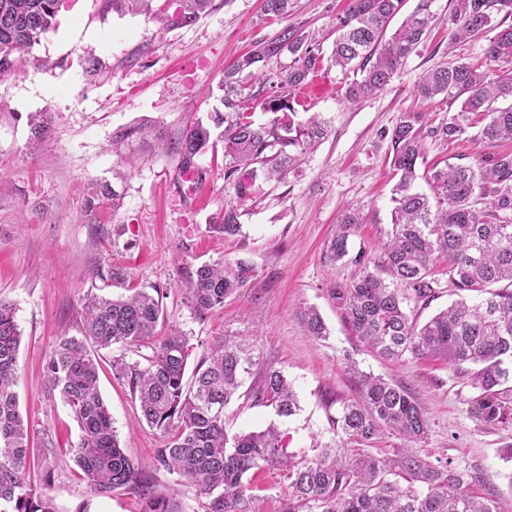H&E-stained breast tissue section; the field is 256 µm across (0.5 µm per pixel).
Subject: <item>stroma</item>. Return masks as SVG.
I'll return each instance as SVG.
<instances>
[{"instance_id": "stroma-1", "label": "stroma", "mask_w": 512, "mask_h": 512, "mask_svg": "<svg viewBox=\"0 0 512 512\" xmlns=\"http://www.w3.org/2000/svg\"><path fill=\"white\" fill-rule=\"evenodd\" d=\"M348 3L296 0L286 22L264 24L262 0H213L195 23L162 33L150 14L120 15L104 11L102 0H69L55 29L34 46L33 62L0 78V297L13 304L22 332L16 392L33 434L29 479L53 497L59 512H142L137 489L91 491L67 453L79 441V426L46 382L57 338L80 335L84 303L103 288L101 275L113 263L128 269L133 285L163 289L164 316L154 342L179 328L189 339L193 366L217 339L237 337L252 346L262 366L281 370L292 382L299 403L294 416L277 418L272 408L242 397L224 410L228 436L274 422L288 453L314 456L318 444L334 436L332 417L358 395L357 380L346 370L353 360L364 372L411 388L429 424L422 452L476 473L473 492L495 497L500 512H512V460L502 455L512 446V424L477 422L476 391L449 363L431 356L390 363L365 349L331 297L350 271L326 259V245L349 210L360 217L348 240L350 252L377 253L388 240L395 180L387 133L403 113L422 116L426 136L419 169L469 164L486 152L477 138L484 125L479 117L459 140L431 136V128L448 115V99L425 101L416 91L420 77L437 65L484 58L485 39L449 45L451 0H436L428 39L382 92L359 104L344 103L343 94L360 72L323 63L321 95L301 100L296 110L302 120L321 113L329 135L284 183L261 185L245 206L237 236L208 227L235 198L224 181L223 146L200 157L207 177L194 188L182 181L176 156L156 143L145 146L130 166L112 149L118 129L145 120L164 139L180 137L220 107L225 67L256 41L286 24L331 30ZM87 57L100 61L96 75L83 67ZM32 112L49 113L52 121L50 137L34 152L28 148ZM97 181L110 183L121 205L102 209L93 222L84 200ZM222 259L247 261L254 276L223 308L198 316L187 301L185 269ZM310 305L321 312L327 338L307 335L300 313ZM150 353L121 345L95 350L99 391L122 447L153 491L169 499L174 512H207L208 496L177 483L157 464L160 433L142 421L138 401L112 369L114 360L135 362ZM246 481L253 512H281L287 487L276 465L251 470Z\"/></svg>"}]
</instances>
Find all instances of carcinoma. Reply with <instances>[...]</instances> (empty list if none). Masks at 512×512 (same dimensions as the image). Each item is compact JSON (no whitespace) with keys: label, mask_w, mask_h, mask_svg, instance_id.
Wrapping results in <instances>:
<instances>
[{"label":"carcinoma","mask_w":512,"mask_h":512,"mask_svg":"<svg viewBox=\"0 0 512 512\" xmlns=\"http://www.w3.org/2000/svg\"><path fill=\"white\" fill-rule=\"evenodd\" d=\"M59 0H0V76L12 74L29 60L33 47L54 28ZM149 0H104V11L124 13ZM405 0H350L336 19L330 61L343 70H358L361 79L348 84L344 100L356 104L382 90L398 65L423 42L434 18L435 0H417L390 38L391 21ZM212 0H178L171 12L155 15L167 29L184 27L208 11ZM293 0H263L267 18L283 19ZM512 10V0H453L448 17L450 43L475 37L487 40V61L504 67L489 70L456 61L427 71L417 85L423 98L445 95L460 110L431 129L443 141L467 133L471 116L480 113L486 124L481 142L489 147L512 140V26L502 28L495 15ZM289 62H282L283 57ZM323 62L320 39L286 26L275 36L255 42L248 52L224 69L220 82L224 110L198 120L165 149L178 158L179 172L203 181L198 158L215 147L213 130L224 144V182L233 186L235 201L213 217L209 229L233 236L240 232L244 204L257 193L256 183L279 184L328 136L326 121L296 115L293 91L305 85ZM276 64L273 88L262 100L258 123L249 112L261 92L254 90L255 70ZM501 101L505 107L497 106ZM421 116L406 112L389 133L391 166L398 177L390 240L380 255H348L347 240L359 223L342 216L327 258L331 265H350L349 277L336 283L332 298L345 322L361 342L381 358L399 360L407 354L439 356L454 370L470 377L478 395L473 417L485 424L512 422V153L489 152L475 164L429 170L432 195L416 188L417 164L424 141ZM31 140L51 134L44 112L28 120ZM149 136L145 125L117 130L114 146L131 148ZM120 194L108 184H96L84 211L96 217L106 204L117 208ZM436 254L447 260L445 275L459 300L419 326L407 313L408 303L432 301L440 282L433 275ZM254 269L244 261L203 263L187 271L188 300L199 315L224 307V298L245 287ZM121 266L108 268L105 281L126 295L92 294L82 310L83 338L60 336L46 367L48 389L67 404L81 431L69 456L95 491L134 484L146 495L143 512H172L164 500L151 495L138 467L121 447L110 411L98 391V363L87 343L99 349L115 344L142 346L154 335L163 316L162 289L128 285ZM309 335L327 336L318 310L301 313ZM22 333L13 305L0 298V506L3 512H58L54 500L27 481L32 461L30 429L19 411L15 391ZM145 363L119 360L112 364L138 399L146 424L164 440L156 449L157 464L210 496L208 512H251L249 488L243 481L251 470L277 464L287 481L283 512H499L494 498L470 492L476 476L452 466L436 465L416 448H398L390 456L359 452L349 456L344 443L369 446L384 432L408 442L425 438L428 422L410 390L396 382L360 371L359 397L343 404L332 418L340 439L319 445L312 458L296 460L284 451L276 426L228 439L224 409L243 395L256 404L272 406L288 418L299 409L296 393L284 373L267 368L259 381L240 392L259 357L249 344L233 338L219 340L184 382L190 347L173 330L151 347Z\"/></svg>","instance_id":"obj_1"}]
</instances>
